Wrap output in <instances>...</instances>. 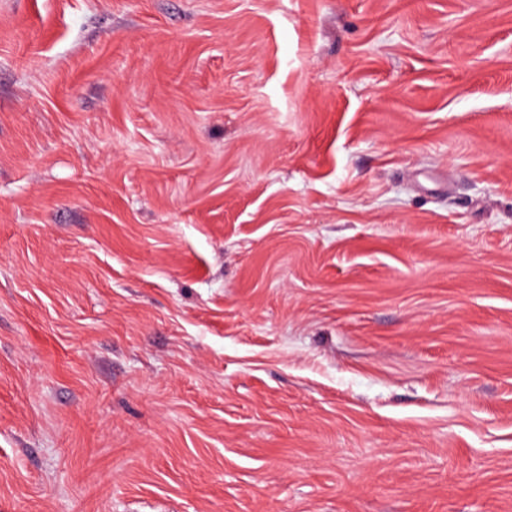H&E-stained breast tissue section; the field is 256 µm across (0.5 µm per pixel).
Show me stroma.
<instances>
[{
    "label": "stroma",
    "instance_id": "35a3bbf8",
    "mask_svg": "<svg viewBox=\"0 0 512 512\" xmlns=\"http://www.w3.org/2000/svg\"><path fill=\"white\" fill-rule=\"evenodd\" d=\"M0 512H512V0H0Z\"/></svg>",
    "mask_w": 512,
    "mask_h": 512
}]
</instances>
